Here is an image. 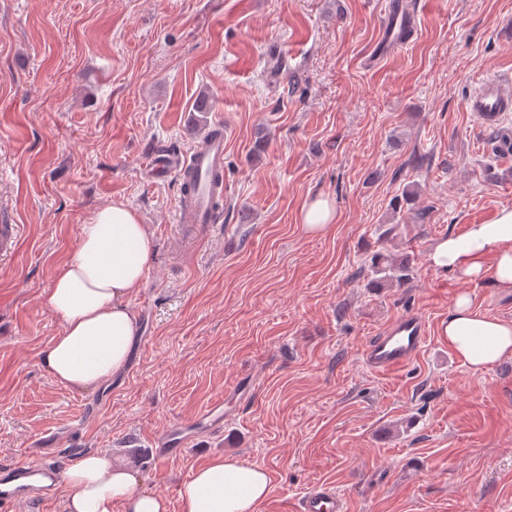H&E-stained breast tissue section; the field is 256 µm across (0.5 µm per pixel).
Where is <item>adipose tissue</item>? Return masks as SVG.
<instances>
[{
  "label": "adipose tissue",
  "mask_w": 512,
  "mask_h": 512,
  "mask_svg": "<svg viewBox=\"0 0 512 512\" xmlns=\"http://www.w3.org/2000/svg\"><path fill=\"white\" fill-rule=\"evenodd\" d=\"M153 249L145 225L123 204L99 208L83 225L75 251L42 295L63 323L62 336L40 358L55 382L86 390L124 373L139 337L130 299ZM427 261L457 280L489 282L493 296L512 297V206L441 239ZM444 341L469 369L483 371L512 359V320L482 310L462 292L444 322ZM59 481L68 490L63 512H170L164 496L140 489L134 470L104 453H86ZM270 490L264 467L217 455L180 482L178 501L180 512H257Z\"/></svg>",
  "instance_id": "1"
}]
</instances>
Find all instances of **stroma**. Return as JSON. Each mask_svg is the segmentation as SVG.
I'll list each match as a JSON object with an SVG mask.
<instances>
[{"label":"stroma","mask_w":512,"mask_h":512,"mask_svg":"<svg viewBox=\"0 0 512 512\" xmlns=\"http://www.w3.org/2000/svg\"><path fill=\"white\" fill-rule=\"evenodd\" d=\"M387 2L0 0V213L21 226L0 261V466L65 430L172 501L223 454L268 470L258 512L320 484L347 512H512V359L475 372L435 337L393 373L362 360L396 317L435 324L456 293L490 292L426 256L512 205V112L489 126L464 106L486 79L512 87V0H405L413 36L372 65ZM205 92L226 211L191 234L176 173L146 169L190 151ZM318 195L338 220L311 236ZM112 203L154 241L140 338L122 375L74 391L40 367L63 331L41 296ZM376 254L409 257L411 280L370 287ZM215 401L223 431L157 454Z\"/></svg>","instance_id":"35a3bbf8"}]
</instances>
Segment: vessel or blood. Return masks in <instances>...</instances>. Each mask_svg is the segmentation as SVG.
Listing matches in <instances>:
<instances>
[{
	"instance_id": "vessel-or-blood-1",
	"label": "vessel or blood",
	"mask_w": 512,
	"mask_h": 512,
	"mask_svg": "<svg viewBox=\"0 0 512 512\" xmlns=\"http://www.w3.org/2000/svg\"><path fill=\"white\" fill-rule=\"evenodd\" d=\"M385 30L414 31L415 21L396 0L384 19ZM467 111L476 113L487 123H495L500 113L512 110V94L504 92L500 82L485 83L465 102ZM161 167H171L179 175L193 174L197 182L188 198L182 199L178 221L182 224H208L212 221L214 186L211 177L224 166V139L216 137L191 154H166ZM428 339L426 323L415 313H406L392 321L374 336L363 351L366 365L378 373L402 369L422 352ZM52 463L11 464L0 467V512H14L22 501L28 481L37 474L52 475ZM346 502L335 490L323 487L302 497L296 512H345Z\"/></svg>"
}]
</instances>
